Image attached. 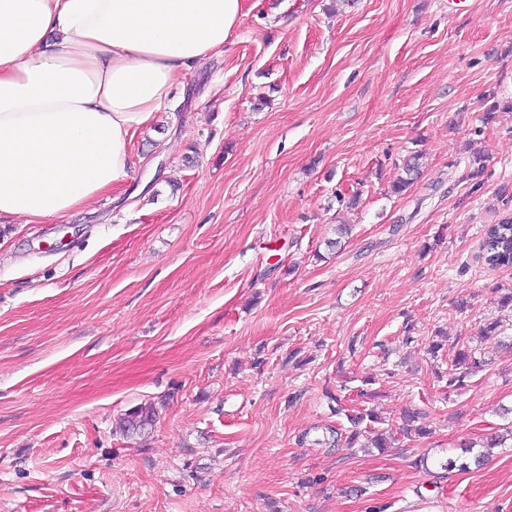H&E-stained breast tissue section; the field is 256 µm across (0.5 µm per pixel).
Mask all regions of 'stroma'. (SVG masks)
I'll list each match as a JSON object with an SVG mask.
<instances>
[{
	"label": "stroma",
	"mask_w": 512,
	"mask_h": 512,
	"mask_svg": "<svg viewBox=\"0 0 512 512\" xmlns=\"http://www.w3.org/2000/svg\"><path fill=\"white\" fill-rule=\"evenodd\" d=\"M129 148L93 211L0 229V512H512V440L441 467L512 408L479 335L512 324L479 257L512 216V0H246ZM460 336L490 364L448 396ZM367 377L432 435L334 443Z\"/></svg>",
	"instance_id": "35a3bbf8"
}]
</instances>
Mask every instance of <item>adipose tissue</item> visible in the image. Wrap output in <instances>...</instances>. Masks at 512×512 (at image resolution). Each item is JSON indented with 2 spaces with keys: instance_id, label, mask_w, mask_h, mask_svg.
<instances>
[{
  "instance_id": "adipose-tissue-1",
  "label": "adipose tissue",
  "mask_w": 512,
  "mask_h": 512,
  "mask_svg": "<svg viewBox=\"0 0 512 512\" xmlns=\"http://www.w3.org/2000/svg\"><path fill=\"white\" fill-rule=\"evenodd\" d=\"M245 0H0V220L87 209L179 74L222 53Z\"/></svg>"
}]
</instances>
